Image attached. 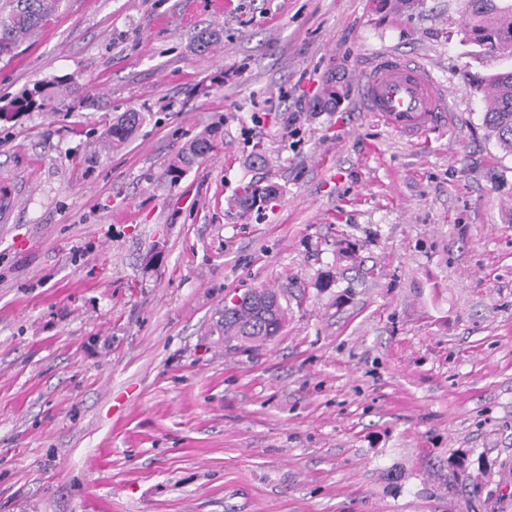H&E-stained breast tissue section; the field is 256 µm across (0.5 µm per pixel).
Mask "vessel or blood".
Instances as JSON below:
<instances>
[{
    "label": "vessel or blood",
    "instance_id": "b4317fda",
    "mask_svg": "<svg viewBox=\"0 0 512 512\" xmlns=\"http://www.w3.org/2000/svg\"><path fill=\"white\" fill-rule=\"evenodd\" d=\"M360 98L365 111L412 138L448 122L444 85L423 64L394 52L379 53L364 67Z\"/></svg>",
    "mask_w": 512,
    "mask_h": 512
}]
</instances>
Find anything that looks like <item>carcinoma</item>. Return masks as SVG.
I'll return each mask as SVG.
<instances>
[{"label": "carcinoma", "mask_w": 512, "mask_h": 512, "mask_svg": "<svg viewBox=\"0 0 512 512\" xmlns=\"http://www.w3.org/2000/svg\"><path fill=\"white\" fill-rule=\"evenodd\" d=\"M58 0H10L8 15H0V57L11 54L38 27ZM463 11L467 17L464 39L484 47L501 56H512V0H463ZM223 31L208 28L194 38L198 52L209 51L218 46ZM56 91L46 92L43 86L25 89L10 105V110L0 108V119L9 114L27 112L40 106L53 112H69L78 102L85 107L97 103L83 95L82 85L73 76H64L56 81ZM486 87L500 91L496 98L485 103L482 123L487 135L493 138L499 149L512 155V69L490 75ZM144 113L124 112L106 131L109 142L115 146L124 143L143 124ZM216 147V135L200 136L182 148L170 164V176L177 178L183 171L203 160ZM280 188L273 183L259 185L254 182L245 186L235 199L243 211H249L259 203L264 204L279 196ZM287 309L279 295L269 289H254L241 297V304L224 308L219 321L224 331V343L234 340L263 341L280 333L286 320Z\"/></svg>", "instance_id": "cac0c4a2"}]
</instances>
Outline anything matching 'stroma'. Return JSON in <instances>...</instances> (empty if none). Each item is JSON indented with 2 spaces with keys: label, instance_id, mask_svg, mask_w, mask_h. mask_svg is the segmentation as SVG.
<instances>
[{
  "label": "stroma",
  "instance_id": "obj_1",
  "mask_svg": "<svg viewBox=\"0 0 512 512\" xmlns=\"http://www.w3.org/2000/svg\"><path fill=\"white\" fill-rule=\"evenodd\" d=\"M464 22L461 0H60L0 57V105L65 74L100 101L0 120V512H512V155L480 87L512 57ZM382 51L446 86V128L364 111ZM257 180L279 197L233 207ZM255 288L285 328L225 345ZM143 112L129 111L122 113L106 131L105 135L112 146L124 143L143 124ZM216 135L200 136L183 147L170 164L169 174L172 178L179 177L183 171L203 160L216 147Z\"/></svg>",
  "mask_w": 512,
  "mask_h": 512
}]
</instances>
